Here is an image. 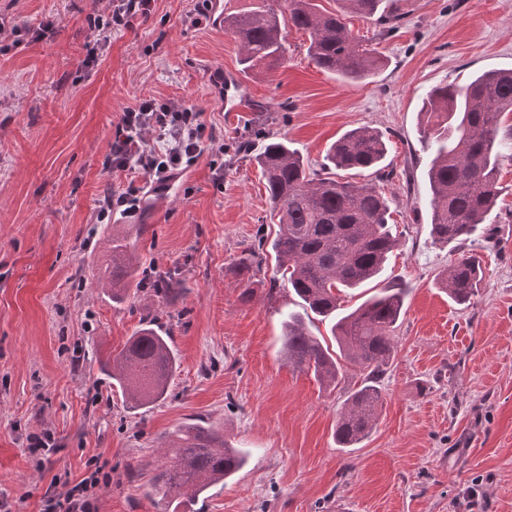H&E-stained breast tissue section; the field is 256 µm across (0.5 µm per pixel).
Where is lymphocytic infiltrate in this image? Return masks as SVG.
<instances>
[{
	"instance_id": "lymphocytic-infiltrate-1",
	"label": "lymphocytic infiltrate",
	"mask_w": 512,
	"mask_h": 512,
	"mask_svg": "<svg viewBox=\"0 0 512 512\" xmlns=\"http://www.w3.org/2000/svg\"><path fill=\"white\" fill-rule=\"evenodd\" d=\"M152 2L108 0L105 10H92L86 21L96 45L107 44L113 31L132 29L138 20L147 19ZM202 116V111L151 97L136 100L121 113L104 169L110 177L125 179L127 187L119 193L105 192L97 211L98 221L111 219L116 211L128 217L137 214L142 203L141 189L136 184L138 176H148L162 186L197 163L213 140ZM97 483V478L92 477L62 494L46 492L44 512H97L91 494Z\"/></svg>"
}]
</instances>
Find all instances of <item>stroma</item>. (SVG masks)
<instances>
[{
    "label": "stroma",
    "instance_id": "1",
    "mask_svg": "<svg viewBox=\"0 0 512 512\" xmlns=\"http://www.w3.org/2000/svg\"><path fill=\"white\" fill-rule=\"evenodd\" d=\"M196 3L155 0L150 18L113 32L90 68L85 17L106 0H0V16L16 23L59 21L53 39L0 56V512H42L48 488L66 490L54 476L77 481L105 466L112 479L95 490L98 512H164L149 481L188 423L248 453L189 512H512V162L488 224L465 243L436 245L420 133L429 88L512 69V0H398L401 25L386 35L347 14L384 60L357 84L317 68L307 34L290 25L283 67L243 73L223 28L192 25ZM218 67L240 111L223 110L210 81ZM149 96L202 111L214 137L169 195L146 196L136 217L144 231L127 240L143 267L182 271L186 291L170 306L149 288L116 303L101 286L112 270L106 239L126 222L96 221L105 186L126 187L103 162L120 114ZM361 126L388 139L390 175L337 178L375 183L398 246L387 275L346 303L384 288L407 296L377 425L343 448L336 420L359 372L348 368L332 391L289 366L281 324L296 297L274 281V261L251 278L233 271L278 230L260 169L235 142L250 127L283 137L316 169ZM465 254L482 262L481 293L458 305L440 275ZM152 319L170 329L179 367L164 401L133 411L105 366ZM46 433L53 451H33L31 436Z\"/></svg>",
    "mask_w": 512,
    "mask_h": 512
}]
</instances>
